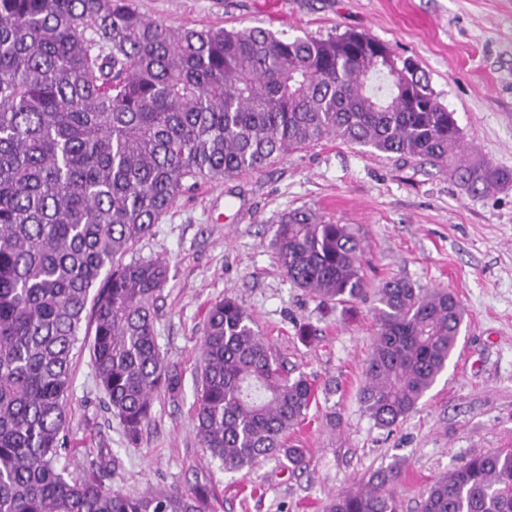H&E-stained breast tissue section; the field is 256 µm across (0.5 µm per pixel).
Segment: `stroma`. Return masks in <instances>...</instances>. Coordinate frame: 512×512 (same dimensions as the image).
I'll return each mask as SVG.
<instances>
[{
  "label": "stroma",
  "instance_id": "1",
  "mask_svg": "<svg viewBox=\"0 0 512 512\" xmlns=\"http://www.w3.org/2000/svg\"><path fill=\"white\" fill-rule=\"evenodd\" d=\"M133 2L172 26H258L290 40L369 34L419 64L468 155L512 172V0ZM301 207L364 235V301L324 306L280 268L271 226ZM128 256L167 263L155 333L165 362L182 374L183 393L155 397L149 424L129 441L106 408L88 347L75 349L69 448L58 461L70 475L107 464L113 485L130 494L185 491L208 477L206 512H325L337 492L397 466L401 512H417L438 477L470 457L512 449V186L474 196L419 160L328 138L264 171L201 185ZM395 276L454 292L466 316L447 370L417 412L389 431L367 416L358 390L378 330L374 291ZM227 295L318 388L290 435L306 451L304 468L269 458L250 474L225 473L200 445L195 367L208 311Z\"/></svg>",
  "mask_w": 512,
  "mask_h": 512
}]
</instances>
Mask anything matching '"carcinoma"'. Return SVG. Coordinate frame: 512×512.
<instances>
[{"mask_svg":"<svg viewBox=\"0 0 512 512\" xmlns=\"http://www.w3.org/2000/svg\"><path fill=\"white\" fill-rule=\"evenodd\" d=\"M333 137L446 170L472 195L512 173L460 151L462 133L410 58L363 33L283 40L258 27H174L131 0H0V512H205L210 483L132 496L112 471L72 477V352L93 299L90 355L135 441L153 397L176 396L154 302L160 259L122 257L200 183L258 173ZM271 245L288 279L328 304L366 295L365 240L311 208L281 215ZM379 327L359 401L392 429L447 369L465 319L456 295L381 283ZM316 388L232 297L209 309L194 395L202 447L228 472L283 456ZM401 469L342 491L327 512H400ZM420 512H512V450L435 480Z\"/></svg>","mask_w":512,"mask_h":512,"instance_id":"carcinoma-1","label":"carcinoma"}]
</instances>
